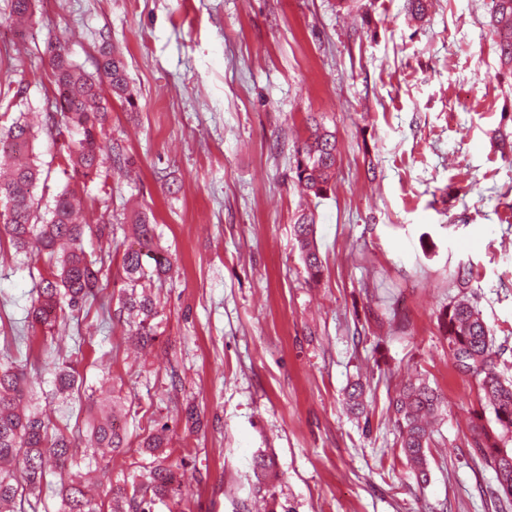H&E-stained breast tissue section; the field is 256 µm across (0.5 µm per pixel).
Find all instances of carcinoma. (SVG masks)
<instances>
[{
  "instance_id": "cac0c4a2",
  "label": "carcinoma",
  "mask_w": 512,
  "mask_h": 512,
  "mask_svg": "<svg viewBox=\"0 0 512 512\" xmlns=\"http://www.w3.org/2000/svg\"><path fill=\"white\" fill-rule=\"evenodd\" d=\"M490 25L497 38L502 74L512 78V0H491ZM35 0H12L10 16L22 27L32 24ZM430 0H406V15L415 22L426 17ZM48 65L56 94L50 110L64 119L65 127L78 134L67 146L68 182L53 198L47 216L40 214L34 190L40 180L41 165L34 154L38 131L24 114L0 128V156L12 161L7 173H0V234L8 238L18 255L37 253L45 257L39 273L36 298L28 318L45 333L64 321L66 312L82 308L88 298L102 288L104 256L96 257L84 247L86 236L102 239L111 234L103 220L93 224L84 217L87 200L79 196V181L101 176L105 165L100 136L106 120L104 90L129 106H135L125 64L117 52L102 45L96 73L89 74L70 61L61 45L48 43ZM310 134L296 149L293 167L295 183L306 195L324 198L335 185L339 150L334 132L314 116L309 117ZM135 242L122 256L124 274L121 302L140 316L134 336L143 343L154 336L151 321L158 314L151 294L154 278L171 270L169 254L157 249L154 227L144 211L134 214ZM316 217L302 211L294 224L302 262L310 279L321 277L323 264L315 237ZM459 293L440 313L442 334L458 372L474 378L480 405L493 411L499 431L475 424L476 446L482 464L496 477L495 512L512 509V381L497 371L494 337L477 304L467 294L470 279L464 270L456 275ZM55 394L66 401L79 390L78 372L72 366L53 370ZM33 381L27 365L18 361L0 364V512H41L44 490H53L60 499L58 512H152L157 499L174 497L178 485L169 456L165 454L172 427L158 423L144 439L143 447L152 455L148 463L135 462L137 474L130 485L109 490L110 501L97 502L87 496L82 481L70 477V469L80 464L99 467V459L131 447L126 435L114 424L121 402L108 396L96 402V413L84 431L69 433L55 426L47 411L33 405ZM400 453L416 481L430 477L429 449L434 443V424L443 400L426 380L409 381L390 400ZM365 385L357 380L345 393L347 413L367 414ZM271 460L260 453L253 458L255 493L276 500L269 482Z\"/></svg>"
}]
</instances>
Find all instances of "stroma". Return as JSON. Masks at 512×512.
<instances>
[{
  "label": "stroma",
  "instance_id": "obj_1",
  "mask_svg": "<svg viewBox=\"0 0 512 512\" xmlns=\"http://www.w3.org/2000/svg\"><path fill=\"white\" fill-rule=\"evenodd\" d=\"M0 0V99L42 112L54 91L46 44L94 72L102 42L126 64L135 107L110 100L104 149L128 159L84 194L111 224L86 238L111 252L106 283L58 336L31 328L41 259L0 244V361L42 377L57 426H85L89 394L112 389L122 425L174 428L179 500L152 512H258L251 464L272 461L293 512H494V473L471 420L493 426L476 383L454 367L437 315L459 267L512 378V80L500 78L489 0H433L425 23L405 0H37L36 23ZM335 131L336 190L302 199L291 166L308 114ZM68 142L41 128L36 153L57 194ZM136 199L174 269L153 288L147 352L127 343L121 257ZM318 218L324 261L309 280L294 236ZM74 366L78 401L54 399L55 366ZM426 378L445 401L418 484L399 453L388 405ZM366 385L369 418L343 409Z\"/></svg>",
  "mask_w": 512,
  "mask_h": 512
}]
</instances>
